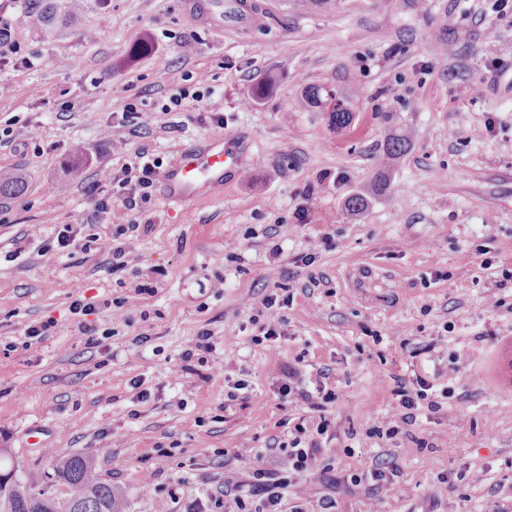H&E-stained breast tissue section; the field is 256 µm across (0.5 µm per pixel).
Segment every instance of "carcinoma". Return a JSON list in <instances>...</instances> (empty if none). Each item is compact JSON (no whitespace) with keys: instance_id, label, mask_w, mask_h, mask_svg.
Returning <instances> with one entry per match:
<instances>
[{"instance_id":"cac0c4a2","label":"carcinoma","mask_w":512,"mask_h":512,"mask_svg":"<svg viewBox=\"0 0 512 512\" xmlns=\"http://www.w3.org/2000/svg\"><path fill=\"white\" fill-rule=\"evenodd\" d=\"M333 102L328 121L334 129L349 126L353 119L344 100L331 91L319 86H311L304 91L303 103L320 106L324 100ZM413 140L412 132L405 130L388 138L380 152L377 164L380 169L390 166L396 156L404 153ZM54 476L69 484L73 495L87 512H123V497L112 484L94 477L92 463L79 454H56L53 456ZM44 480L36 473L14 477L6 486L0 487V512H44L41 502L50 499Z\"/></svg>"}]
</instances>
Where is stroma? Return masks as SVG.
Returning <instances> with one entry per match:
<instances>
[{"label": "stroma", "mask_w": 512, "mask_h": 512, "mask_svg": "<svg viewBox=\"0 0 512 512\" xmlns=\"http://www.w3.org/2000/svg\"><path fill=\"white\" fill-rule=\"evenodd\" d=\"M192 2L0 0L21 49L0 178L25 180L0 194V471L64 501L50 454H82L125 512H255L260 468L288 476L278 512H512V395L488 374L512 336V0ZM310 86L352 124L304 106ZM403 129L388 191L350 213ZM214 142L243 170L194 201L154 185L113 269L94 214L122 166ZM204 331L215 351L185 361ZM295 442L312 470L284 472ZM323 95L327 97L330 102L334 101L333 107L328 112V121L334 129H343L349 126L353 119V114L350 112L344 100L336 98L331 90L324 89L319 86L308 87L304 91L303 103L308 106H320L324 103ZM412 140L413 134L408 130L389 137L383 146V150L378 156L377 164L379 168L382 170L388 168L396 156L407 150L412 143Z\"/></svg>", "instance_id": "stroma-1"}]
</instances>
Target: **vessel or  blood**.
<instances>
[{
	"label": "vessel or blood",
	"mask_w": 512,
	"mask_h": 512,
	"mask_svg": "<svg viewBox=\"0 0 512 512\" xmlns=\"http://www.w3.org/2000/svg\"><path fill=\"white\" fill-rule=\"evenodd\" d=\"M242 164L243 158L238 154L188 147L176 167L164 174L162 181L168 194L192 201L202 187L213 195L223 192L225 172L240 168ZM491 376L501 392L512 391V336L499 338L492 357Z\"/></svg>",
	"instance_id": "b4317fda"
}]
</instances>
